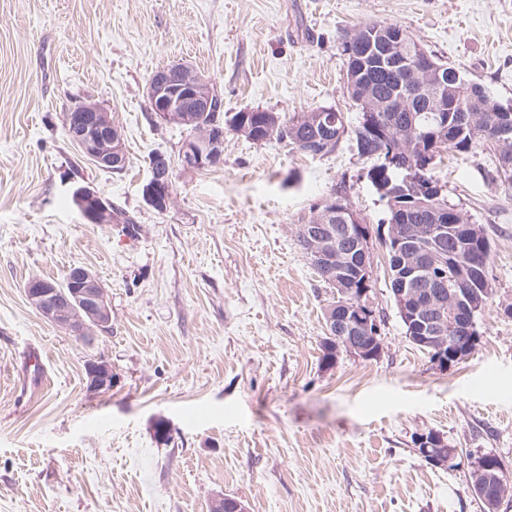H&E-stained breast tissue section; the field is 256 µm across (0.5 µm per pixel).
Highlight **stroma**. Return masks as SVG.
<instances>
[{
  "label": "stroma",
  "instance_id": "stroma-1",
  "mask_svg": "<svg viewBox=\"0 0 512 512\" xmlns=\"http://www.w3.org/2000/svg\"><path fill=\"white\" fill-rule=\"evenodd\" d=\"M382 20L512 105V0H0V512H210L219 495L247 512H483L474 457L512 471V189L494 151L445 153L435 168L492 249L476 348L442 371L405 335L386 207L349 140L311 157L228 129L222 165L186 169L188 130L153 122L145 94L179 63L226 112L333 107L353 127L339 35ZM77 98L119 124L123 170L66 137ZM158 151L173 164L163 213L143 197ZM74 176L133 215L138 237L85 223ZM337 196L370 230L382 350L327 364L336 291L297 236ZM73 266L97 275L112 314L85 339L25 295L29 278ZM90 358L111 366V389L87 390ZM430 431L458 448L455 467L416 452Z\"/></svg>",
  "mask_w": 512,
  "mask_h": 512
}]
</instances>
